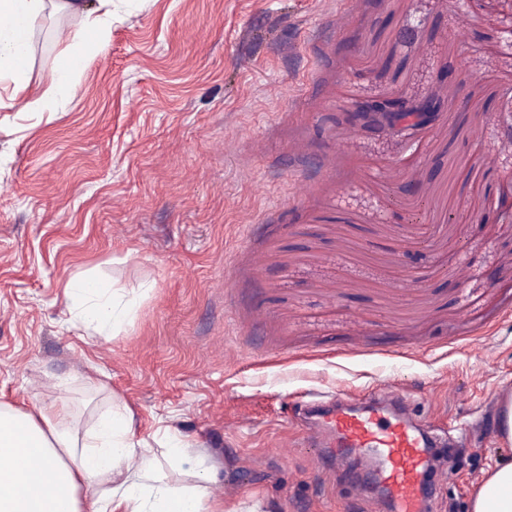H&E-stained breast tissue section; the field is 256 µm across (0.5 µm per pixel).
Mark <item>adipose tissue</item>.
<instances>
[{"mask_svg":"<svg viewBox=\"0 0 512 512\" xmlns=\"http://www.w3.org/2000/svg\"><path fill=\"white\" fill-rule=\"evenodd\" d=\"M80 18L46 88H31L36 26L45 13ZM112 0H0V108L51 112L71 99L94 48L111 35ZM151 449L135 440L128 406L102 415L92 443L67 429L59 409L28 412L0 404V512H225L204 487L169 486L154 471ZM112 486L89 502L91 480ZM472 512H512V461L497 462L475 494Z\"/></svg>","mask_w":512,"mask_h":512,"instance_id":"adipose-tissue-1","label":"adipose tissue"}]
</instances>
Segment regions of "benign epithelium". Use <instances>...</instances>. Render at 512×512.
Returning <instances> with one entry per match:
<instances>
[{"mask_svg": "<svg viewBox=\"0 0 512 512\" xmlns=\"http://www.w3.org/2000/svg\"><path fill=\"white\" fill-rule=\"evenodd\" d=\"M440 80L449 84L462 83L468 74L458 64L446 63L439 68ZM445 108V99L438 93L425 97L396 94L384 98L355 102L347 110L351 125L374 133L401 138L411 150L408 162L415 166L408 183L409 192L421 193L426 173L416 165L420 155V134L430 127ZM495 197L488 209L478 217L483 224L512 223V178L496 182L489 191Z\"/></svg>", "mask_w": 512, "mask_h": 512, "instance_id": "benign-epithelium-1", "label": "benign epithelium"}]
</instances>
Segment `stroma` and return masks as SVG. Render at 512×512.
Returning a JSON list of instances; mask_svg holds the SVG:
<instances>
[{
  "mask_svg": "<svg viewBox=\"0 0 512 512\" xmlns=\"http://www.w3.org/2000/svg\"><path fill=\"white\" fill-rule=\"evenodd\" d=\"M462 19L448 0H113L72 99L0 110V402L66 405L83 441L126 403L166 482L207 475L238 512H381L326 480L290 415L396 389L425 430L465 435L428 512H470L512 457V223L475 221L512 174V0H483L449 43ZM78 26L41 22L35 91ZM450 60L469 79L446 89L412 196L402 144L346 109L434 89ZM79 288L113 295L117 331L75 327Z\"/></svg>",
  "mask_w": 512,
  "mask_h": 512,
  "instance_id": "35a3bbf8",
  "label": "stroma"
}]
</instances>
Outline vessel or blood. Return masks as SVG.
Returning <instances> with one entry per match:
<instances>
[{"instance_id": "b4317fda", "label": "vessel or blood", "mask_w": 512, "mask_h": 512, "mask_svg": "<svg viewBox=\"0 0 512 512\" xmlns=\"http://www.w3.org/2000/svg\"><path fill=\"white\" fill-rule=\"evenodd\" d=\"M306 413L311 425L331 431L325 450L341 463L336 480L361 476L389 512H427L434 492L429 459L438 439L420 431L405 398L388 400L377 390L358 397L341 393L332 407L310 403Z\"/></svg>"}]
</instances>
